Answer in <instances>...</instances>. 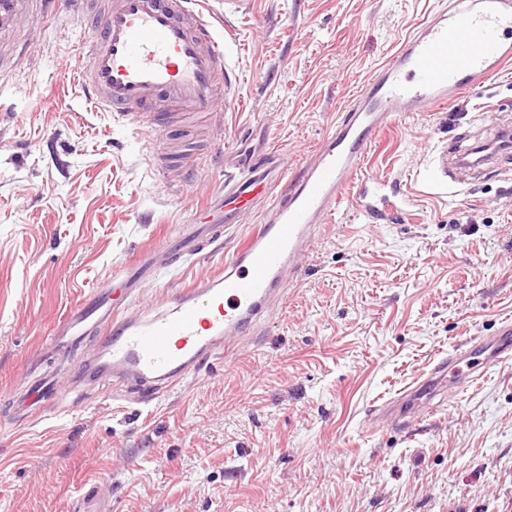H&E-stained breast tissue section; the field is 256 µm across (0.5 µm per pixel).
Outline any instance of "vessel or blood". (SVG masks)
I'll use <instances>...</instances> for the list:
<instances>
[{
    "instance_id": "1",
    "label": "vessel or blood",
    "mask_w": 512,
    "mask_h": 512,
    "mask_svg": "<svg viewBox=\"0 0 512 512\" xmlns=\"http://www.w3.org/2000/svg\"><path fill=\"white\" fill-rule=\"evenodd\" d=\"M26 0H0V37L18 24ZM207 0H112L87 42L70 81L96 109L129 125L162 130L173 112H215L224 77V38L208 20ZM512 60V0H450L419 24L372 69L321 146L296 175L288 155L273 151L224 170V187L207 201L201 222L184 225L172 243L156 246L129 266L113 269L58 322L57 342L96 334L104 341L88 361L92 375L134 383L141 402L198 374L245 335L283 293L285 271H298L320 229L344 198L369 222L407 221L408 196L395 179L364 171L380 135L406 112H424L473 89ZM261 220L235 245L222 270L199 276L186 289L136 316L121 302L147 281L189 259L207 258L232 224L253 206ZM512 360V320L495 335L473 336L401 392L417 404L440 387L471 383L492 365Z\"/></svg>"
}]
</instances>
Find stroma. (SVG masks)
I'll use <instances>...</instances> for the list:
<instances>
[{
	"mask_svg": "<svg viewBox=\"0 0 512 512\" xmlns=\"http://www.w3.org/2000/svg\"><path fill=\"white\" fill-rule=\"evenodd\" d=\"M448 0H209L224 34V106L157 135L96 110L68 75L90 22L34 13L0 53V512H512V361L413 427L369 413L443 353L512 318V148L456 180L421 179L449 146L512 124V61L445 104L410 112L367 172L414 192L411 221L373 225L344 201L282 300L201 376L151 405L110 378L73 379L31 418L18 390L91 357L54 348L58 321L139 251L172 237L224 180L223 150L308 161L368 72ZM172 149L166 184L150 151ZM233 226L207 263L162 273L146 300L188 287L259 223Z\"/></svg>",
	"mask_w": 512,
	"mask_h": 512,
	"instance_id": "stroma-1",
	"label": "stroma"
}]
</instances>
